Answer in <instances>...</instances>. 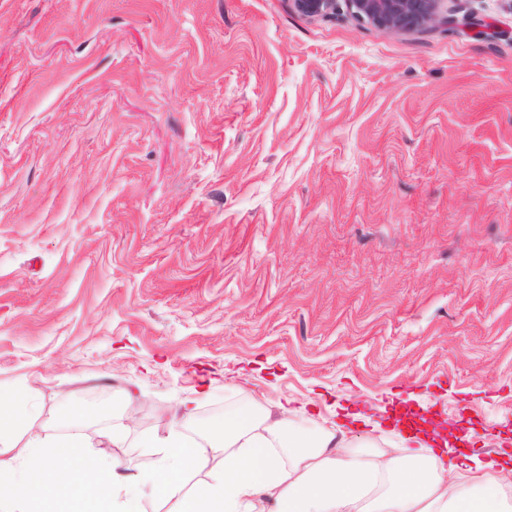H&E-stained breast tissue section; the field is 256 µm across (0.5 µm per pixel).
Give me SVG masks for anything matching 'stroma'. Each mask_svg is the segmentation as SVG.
<instances>
[{
  "mask_svg": "<svg viewBox=\"0 0 512 512\" xmlns=\"http://www.w3.org/2000/svg\"><path fill=\"white\" fill-rule=\"evenodd\" d=\"M0 0V397L118 474L186 394L512 437V0ZM238 388L229 391L227 378ZM140 415L126 442L109 437ZM359 21L391 31L423 27L430 23H459L448 19V0H344Z\"/></svg>",
  "mask_w": 512,
  "mask_h": 512,
  "instance_id": "1",
  "label": "stroma"
}]
</instances>
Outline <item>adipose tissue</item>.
Here are the masks:
<instances>
[{
    "mask_svg": "<svg viewBox=\"0 0 512 512\" xmlns=\"http://www.w3.org/2000/svg\"><path fill=\"white\" fill-rule=\"evenodd\" d=\"M33 410L0 399V512H142L145 487L159 488L176 512H512V450L489 459L451 444L401 439L391 450L350 446L343 427L311 430L240 406L213 422L211 450L185 440L194 420L184 400L165 435L147 438L155 470L127 479L99 474L84 496L71 493L84 442L29 436L18 459L10 441Z\"/></svg>",
    "mask_w": 512,
    "mask_h": 512,
    "instance_id": "adipose-tissue-1",
    "label": "adipose tissue"
}]
</instances>
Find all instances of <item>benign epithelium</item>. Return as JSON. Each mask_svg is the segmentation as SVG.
<instances>
[{"mask_svg": "<svg viewBox=\"0 0 512 512\" xmlns=\"http://www.w3.org/2000/svg\"><path fill=\"white\" fill-rule=\"evenodd\" d=\"M305 14L328 15L339 0H293ZM349 13L359 21L391 31L423 27L430 23H450L448 0H344Z\"/></svg>", "mask_w": 512, "mask_h": 512, "instance_id": "benign-epithelium-1", "label": "benign epithelium"}]
</instances>
